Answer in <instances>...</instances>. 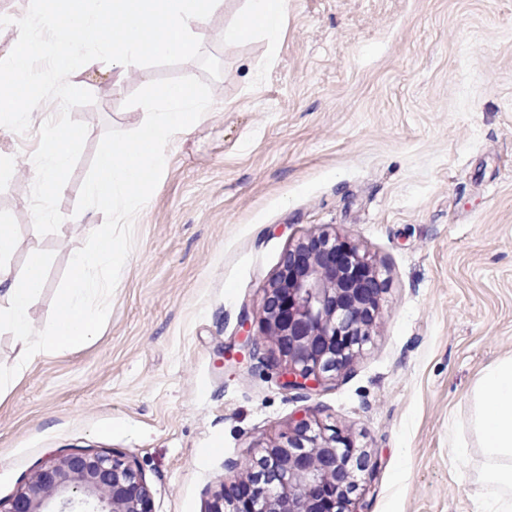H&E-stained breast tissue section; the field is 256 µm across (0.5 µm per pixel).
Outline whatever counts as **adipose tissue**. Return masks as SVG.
<instances>
[{"label":"adipose tissue","instance_id":"ef3b65f1","mask_svg":"<svg viewBox=\"0 0 512 512\" xmlns=\"http://www.w3.org/2000/svg\"><path fill=\"white\" fill-rule=\"evenodd\" d=\"M245 3L243 16L225 24L224 45H237L256 34L268 43H276L288 0H245ZM121 252L120 240L102 230L94 250L75 256L73 285L64 292L56 323L45 336L34 334L31 319L33 304L42 287L43 255L32 252L26 272L20 278L0 262V331L13 336L27 357L48 346L64 351L90 340L95 320L102 313L101 274ZM467 424L481 448L482 479L494 489L492 496L482 502L480 512H512V356L498 360L476 377Z\"/></svg>","mask_w":512,"mask_h":512}]
</instances>
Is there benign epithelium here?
I'll use <instances>...</instances> for the list:
<instances>
[{
  "instance_id": "1",
  "label": "benign epithelium",
  "mask_w": 512,
  "mask_h": 512,
  "mask_svg": "<svg viewBox=\"0 0 512 512\" xmlns=\"http://www.w3.org/2000/svg\"><path fill=\"white\" fill-rule=\"evenodd\" d=\"M385 289L372 259L346 237L320 232L290 246L262 304L282 388L313 392L348 369L380 317ZM244 467L251 483L223 486L210 512H351L350 495L374 463L338 428L304 417L286 442ZM63 495L68 503L92 499L100 512H152L149 487L128 456L84 450L46 464L0 512H48Z\"/></svg>"
}]
</instances>
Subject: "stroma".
<instances>
[{
  "label": "stroma",
  "instance_id": "obj_1",
  "mask_svg": "<svg viewBox=\"0 0 512 512\" xmlns=\"http://www.w3.org/2000/svg\"><path fill=\"white\" fill-rule=\"evenodd\" d=\"M244 0L196 31L222 74L191 132L170 139L103 329L87 343L20 362L0 332V502L73 450L123 453L152 512H208L240 463L313 416L349 434L376 464L354 512H476L486 485L466 429L477 374L512 356V0H289L279 40L223 46ZM98 62L68 81L82 155L60 196L77 211L107 128L137 129L126 99L158 78L203 77L188 61L141 68L113 87ZM38 108L26 134L0 131V222L9 265L45 257L32 309L47 334L74 255L93 250L104 216L38 234L30 192ZM27 176L17 180L18 169ZM349 238L386 280L363 352L311 397L280 386L259 328L264 289L297 240ZM261 339L244 358L242 314Z\"/></svg>",
  "mask_w": 512,
  "mask_h": 512
}]
</instances>
